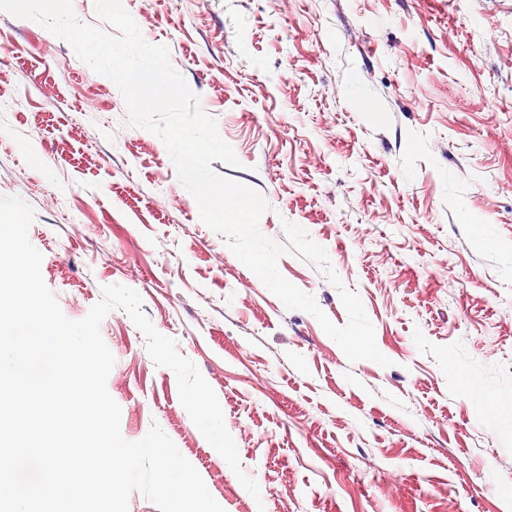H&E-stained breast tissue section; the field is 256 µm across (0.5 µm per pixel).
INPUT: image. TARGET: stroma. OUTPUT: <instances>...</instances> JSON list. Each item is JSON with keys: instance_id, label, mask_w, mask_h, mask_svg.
Segmentation results:
<instances>
[{"instance_id": "1", "label": "stroma", "mask_w": 512, "mask_h": 512, "mask_svg": "<svg viewBox=\"0 0 512 512\" xmlns=\"http://www.w3.org/2000/svg\"><path fill=\"white\" fill-rule=\"evenodd\" d=\"M216 118L213 162L293 222L359 294L390 359L349 361L199 218L164 143L64 39L0 11V198L64 315L142 298L216 392L252 497L126 310L101 335L121 433L159 426L224 512H512V0H122ZM53 95H43L44 87ZM96 111L97 127L75 129ZM280 273L336 325L317 267Z\"/></svg>"}]
</instances>
